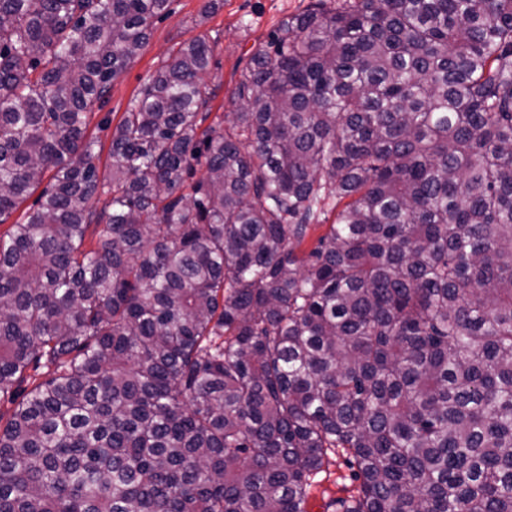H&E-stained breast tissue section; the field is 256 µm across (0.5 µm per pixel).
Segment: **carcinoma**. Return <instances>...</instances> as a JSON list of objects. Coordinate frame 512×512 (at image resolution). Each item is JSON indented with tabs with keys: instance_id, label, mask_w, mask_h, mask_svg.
I'll return each mask as SVG.
<instances>
[{
	"instance_id": "obj_1",
	"label": "carcinoma",
	"mask_w": 512,
	"mask_h": 512,
	"mask_svg": "<svg viewBox=\"0 0 512 512\" xmlns=\"http://www.w3.org/2000/svg\"><path fill=\"white\" fill-rule=\"evenodd\" d=\"M169 3L0 0V512H512V0H315L207 127L193 36L102 176ZM49 177L48 175L44 178L41 185L33 192H31L17 207V209L9 216V218L4 222V224H0V235H6L11 230L12 224H17L24 219L25 213L34 207V204L41 193L42 189L48 184ZM327 477L319 475L320 482L311 491L307 502V512H326L325 503L332 497H346L352 488V469L348 457L339 453L331 459Z\"/></svg>"
}]
</instances>
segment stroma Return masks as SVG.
Returning <instances> with one entry per match:
<instances>
[{
  "mask_svg": "<svg viewBox=\"0 0 512 512\" xmlns=\"http://www.w3.org/2000/svg\"><path fill=\"white\" fill-rule=\"evenodd\" d=\"M310 0H171L166 16L156 20L149 40L127 69L113 80L102 107L87 115V134L99 142L100 171L110 163L112 131L141 88L154 76L176 43L205 34L214 45L207 80L214 90L212 117L235 110L234 88L248 56L267 40L280 21L303 11ZM352 470L346 455L333 457L307 502V512H325L329 498L347 496Z\"/></svg>",
  "mask_w": 512,
  "mask_h": 512,
  "instance_id": "1",
  "label": "stroma"
}]
</instances>
